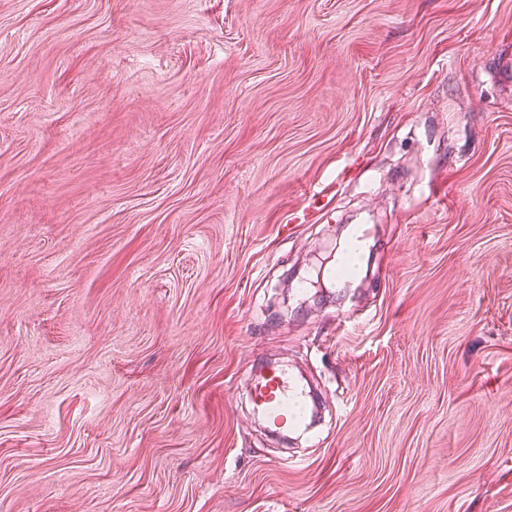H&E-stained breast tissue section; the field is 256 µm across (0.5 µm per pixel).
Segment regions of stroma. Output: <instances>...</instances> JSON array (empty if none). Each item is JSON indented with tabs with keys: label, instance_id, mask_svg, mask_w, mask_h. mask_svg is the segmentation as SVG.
Here are the masks:
<instances>
[{
	"label": "stroma",
	"instance_id": "35a3bbf8",
	"mask_svg": "<svg viewBox=\"0 0 512 512\" xmlns=\"http://www.w3.org/2000/svg\"><path fill=\"white\" fill-rule=\"evenodd\" d=\"M509 52L512 0H0V512H512ZM250 394L255 408L274 427H284L289 419L293 429L307 428L305 419L310 391L287 365L281 364L268 373L254 375Z\"/></svg>",
	"mask_w": 512,
	"mask_h": 512
}]
</instances>
